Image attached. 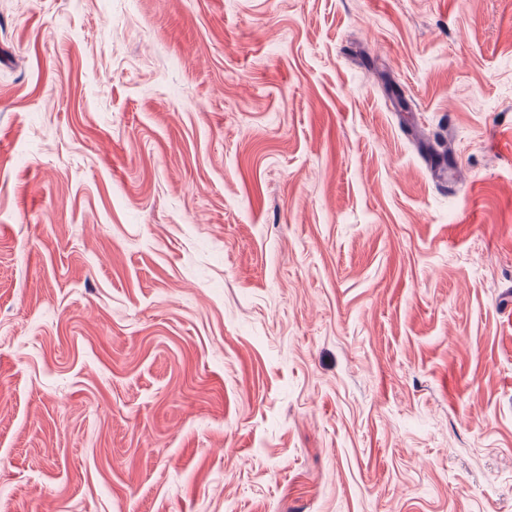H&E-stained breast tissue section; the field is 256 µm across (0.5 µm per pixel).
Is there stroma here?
<instances>
[{
	"mask_svg": "<svg viewBox=\"0 0 512 512\" xmlns=\"http://www.w3.org/2000/svg\"><path fill=\"white\" fill-rule=\"evenodd\" d=\"M509 300L512 0H0V512H512Z\"/></svg>",
	"mask_w": 512,
	"mask_h": 512,
	"instance_id": "35a3bbf8",
	"label": "stroma"
}]
</instances>
